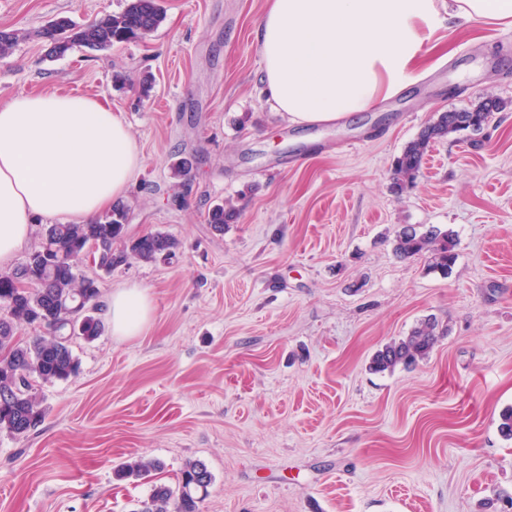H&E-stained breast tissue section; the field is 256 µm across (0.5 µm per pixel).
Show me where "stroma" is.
Segmentation results:
<instances>
[{
  "label": "stroma",
  "mask_w": 512,
  "mask_h": 512,
  "mask_svg": "<svg viewBox=\"0 0 512 512\" xmlns=\"http://www.w3.org/2000/svg\"><path fill=\"white\" fill-rule=\"evenodd\" d=\"M126 0H0V103L43 91L121 113L143 159L127 232L161 231L175 257L130 261L101 299L152 302L138 335L75 340L77 377L42 385L46 416L0 434V512H137L187 461L213 475L203 512H499L512 495V26L436 32L425 78L352 120L302 128L262 93L267 0H162L138 42L46 56L50 20L85 24ZM501 108L478 147L451 138L398 194L390 171L437 113ZM193 161L175 198L171 165ZM241 215L224 233L211 205ZM404 224L453 232L449 275L393 251ZM443 334L417 365L370 371L424 318ZM139 456L154 480L118 479ZM239 209L231 200L216 203L208 211L207 220L218 234L224 233V227L236 223Z\"/></svg>",
  "instance_id": "35a3bbf8"
}]
</instances>
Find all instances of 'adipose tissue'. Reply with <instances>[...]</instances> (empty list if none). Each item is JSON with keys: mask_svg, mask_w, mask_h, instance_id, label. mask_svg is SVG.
<instances>
[{"mask_svg": "<svg viewBox=\"0 0 512 512\" xmlns=\"http://www.w3.org/2000/svg\"><path fill=\"white\" fill-rule=\"evenodd\" d=\"M512 25V0H269L257 38L263 91L295 125L333 124L418 78L445 23ZM143 163L120 113L79 95L21 94L0 105V269L38 218L87 223L124 199ZM139 288L113 293L116 336L147 323Z\"/></svg>", "mask_w": 512, "mask_h": 512, "instance_id": "obj_1", "label": "adipose tissue"}]
</instances>
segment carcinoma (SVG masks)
<instances>
[{
    "label": "carcinoma",
    "instance_id": "carcinoma-1",
    "mask_svg": "<svg viewBox=\"0 0 512 512\" xmlns=\"http://www.w3.org/2000/svg\"><path fill=\"white\" fill-rule=\"evenodd\" d=\"M163 19L158 0H126L125 8L117 15L84 25L58 17L42 28L39 36L47 47V56L57 58L76 46L107 51L116 43L142 40L154 33ZM500 107L497 98L489 97L472 109L438 113L397 157L392 169L393 190L400 193L414 185L432 146L471 124H485L491 112ZM171 170L178 179L177 187L189 189L191 160L180 158ZM126 215L127 205L118 202L89 224H40L36 251L20 266L0 270V433L25 438L36 430L45 415L38 384L76 376L79 361L73 355L72 340L91 342L104 330L100 280L82 275L76 256L87 246H95L94 265L110 275L132 259L152 262L173 253L176 243L165 233L128 237ZM238 217L239 209L226 200L209 209L207 220L215 232L222 234L224 227L236 223ZM456 246L452 232L435 226L421 231L403 225L393 239L398 256H424L429 269L444 276L456 263ZM22 277L27 287L18 288L16 283ZM36 323L44 333L25 339L18 336L20 327ZM438 338L435 320L424 319L408 335L378 349L370 369L384 372L410 367L430 354ZM162 469L158 459L137 457L123 464L117 476L148 479ZM212 483V473L205 463L188 461L176 487L153 485L139 512H202Z\"/></svg>",
    "mask_w": 512,
    "mask_h": 512
}]
</instances>
